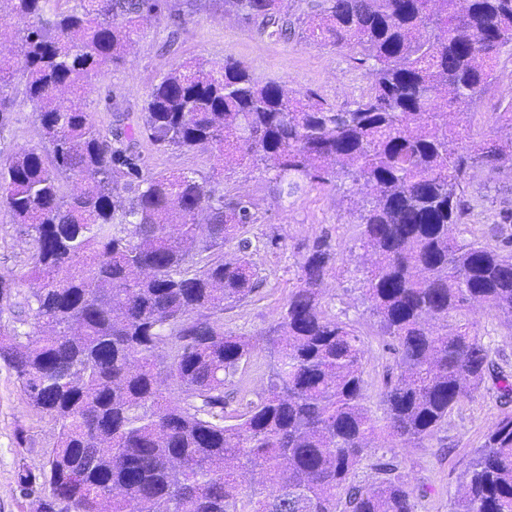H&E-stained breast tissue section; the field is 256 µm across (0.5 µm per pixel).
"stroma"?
Segmentation results:
<instances>
[{
  "mask_svg": "<svg viewBox=\"0 0 512 512\" xmlns=\"http://www.w3.org/2000/svg\"><path fill=\"white\" fill-rule=\"evenodd\" d=\"M234 60L259 82L288 84L299 94L315 93L327 103L344 106L370 86L353 50L324 46L292 37L268 38L257 24L225 16L208 0H167L162 15L144 21L125 60L106 65L85 87L87 109L102 125L117 114L139 115L153 85L182 62L221 66ZM512 90V46L502 49L493 88L464 104L471 114V139L508 140L512 126L502 117V103ZM41 144V131L30 105L17 102L0 127V160ZM143 167L151 172L194 171L218 174L228 194L251 198L257 223L241 228L240 237L255 246L252 260L258 287L246 300L225 306L224 329L239 336L265 334L278 320L288 297L300 284L299 268L313 243L324 239L343 258L326 277L322 303L329 314L348 322L365 345L364 404L381 416V387L394 365L387 342L363 290L370 257L360 241L357 209L373 191L364 184L337 186L305 184L292 195L277 193L274 173L264 165L225 164L218 151L160 150L140 141ZM465 210L456 236L464 242L499 246L497 227L512 235V164L475 170L464 187ZM20 225L0 209V273L23 269L29 259ZM478 328L490 345L495 370L512 374V327L487 310L476 314ZM512 413V400L501 397L493 379H486L473 398L454 407L438 432L420 446L371 449L358 465L353 480L367 487L381 478L379 463L389 462L414 491L416 512H449L476 450L492 422ZM55 440L49 417L35 414L27 404L14 372L0 362V512H29L16 483L20 464L42 461Z\"/></svg>",
  "mask_w": 512,
  "mask_h": 512,
  "instance_id": "stroma-1",
  "label": "stroma"
}]
</instances>
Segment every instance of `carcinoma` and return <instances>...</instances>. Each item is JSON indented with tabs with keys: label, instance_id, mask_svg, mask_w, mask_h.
<instances>
[{
	"label": "carcinoma",
	"instance_id": "obj_1",
	"mask_svg": "<svg viewBox=\"0 0 512 512\" xmlns=\"http://www.w3.org/2000/svg\"><path fill=\"white\" fill-rule=\"evenodd\" d=\"M211 2L272 39L356 50L370 89L337 109L237 62L181 65L114 131L77 94L124 60L164 0H10L44 149L0 162V207L29 251L26 270L0 274V360L57 430L17 487L36 512L61 500L71 512H415L389 464L369 488L350 478L377 430L416 446L479 390L494 364L475 306L512 325V252L454 235L474 168L512 158V141L469 143L457 111L512 45V0H309L293 19L283 0ZM14 105L1 59L0 126ZM141 138L268 164L282 194L338 179L374 189L356 220L373 256L365 298L396 356L382 419L363 404V341L321 302L332 246L309 250L266 334L224 331V306L255 292L256 269L247 239L238 258L211 254L256 222L254 205L211 175L143 171ZM70 179L83 186L66 194ZM256 352L272 360L267 388L255 400L236 391L242 412L227 424V378ZM255 472L261 485L242 493ZM450 512H512V413Z\"/></svg>",
	"mask_w": 512,
	"mask_h": 512
}]
</instances>
